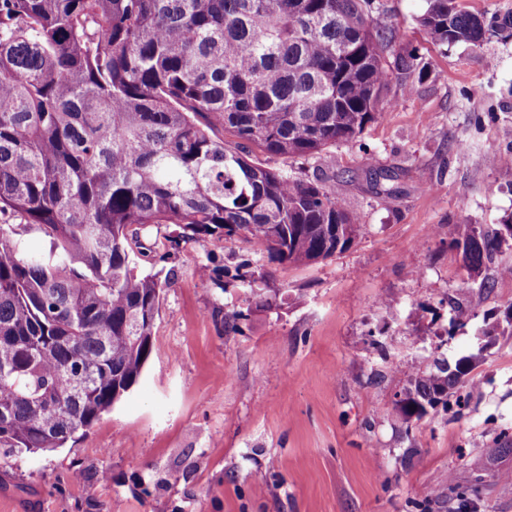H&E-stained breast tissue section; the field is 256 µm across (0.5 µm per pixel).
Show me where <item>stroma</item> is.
<instances>
[{
    "instance_id": "obj_1",
    "label": "stroma",
    "mask_w": 512,
    "mask_h": 512,
    "mask_svg": "<svg viewBox=\"0 0 512 512\" xmlns=\"http://www.w3.org/2000/svg\"><path fill=\"white\" fill-rule=\"evenodd\" d=\"M423 68L391 89L358 141L262 166L336 184L361 226L345 252L282 266L217 235L181 242L153 349L137 383L85 436L0 454V512H456L449 486L478 487L467 512H512V239L486 261L493 291L448 247V227L512 218V35L440 47L419 24L427 0H382ZM394 176L379 194L367 168ZM249 260L246 278L235 267ZM277 304L256 309L251 287ZM470 310L449 322V301ZM243 312L237 330L222 316ZM472 357L477 391L459 417L412 427L393 415L403 368Z\"/></svg>"
}]
</instances>
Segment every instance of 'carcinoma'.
I'll list each match as a JSON object with an SVG mask.
<instances>
[{"mask_svg": "<svg viewBox=\"0 0 512 512\" xmlns=\"http://www.w3.org/2000/svg\"><path fill=\"white\" fill-rule=\"evenodd\" d=\"M380 0H0V215L49 237L26 251L0 224V447L36 452L86 434L136 383L152 351L163 283L140 232L169 246L220 235L272 263L310 265L360 233L336 186L249 160L350 142L383 118L391 82L414 89ZM437 45H483L486 19L428 0ZM498 229L454 224L471 277ZM469 358L407 366L394 401L406 426L459 415Z\"/></svg>", "mask_w": 512, "mask_h": 512, "instance_id": "cac0c4a2", "label": "carcinoma"}]
</instances>
